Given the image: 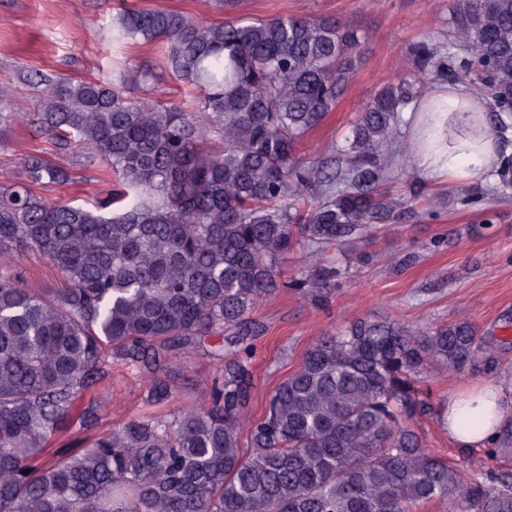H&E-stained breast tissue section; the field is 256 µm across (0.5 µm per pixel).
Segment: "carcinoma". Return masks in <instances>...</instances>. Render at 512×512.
<instances>
[{"label": "carcinoma", "instance_id": "1", "mask_svg": "<svg viewBox=\"0 0 512 512\" xmlns=\"http://www.w3.org/2000/svg\"><path fill=\"white\" fill-rule=\"evenodd\" d=\"M115 39H161L196 113L138 103L100 82L50 81L40 123L59 145L109 163L122 190L110 217L49 201L29 184L64 172L23 159L26 182L0 187V512H512V473L463 480L414 427L431 412L417 376L461 370L481 353L468 321L424 332L359 320L319 338L246 422L250 313L284 286L281 266L315 257L295 290L318 300L339 276L316 256L394 213L380 149L435 59L382 88L348 145L306 159L299 146L344 94L357 33L298 16L201 25L166 9L123 12ZM448 57L498 112L512 107V0H456ZM218 134L224 151L207 150ZM39 253L65 283L35 291L17 266ZM229 332L224 377L200 406L131 418L79 452L46 448L114 363L137 366L148 398L172 396L169 353Z\"/></svg>", "mask_w": 512, "mask_h": 512}]
</instances>
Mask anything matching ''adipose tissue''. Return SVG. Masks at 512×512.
Listing matches in <instances>:
<instances>
[{
    "label": "adipose tissue",
    "instance_id": "adipose-tissue-1",
    "mask_svg": "<svg viewBox=\"0 0 512 512\" xmlns=\"http://www.w3.org/2000/svg\"><path fill=\"white\" fill-rule=\"evenodd\" d=\"M412 165L433 181L451 184L481 182L499 170L507 153L493 136L484 98L450 83L440 84L423 96L409 113ZM485 417L476 431L460 429L463 415ZM449 440L460 448H481L512 419V398L503 384L484 381L448 397L442 412Z\"/></svg>",
    "mask_w": 512,
    "mask_h": 512
}]
</instances>
